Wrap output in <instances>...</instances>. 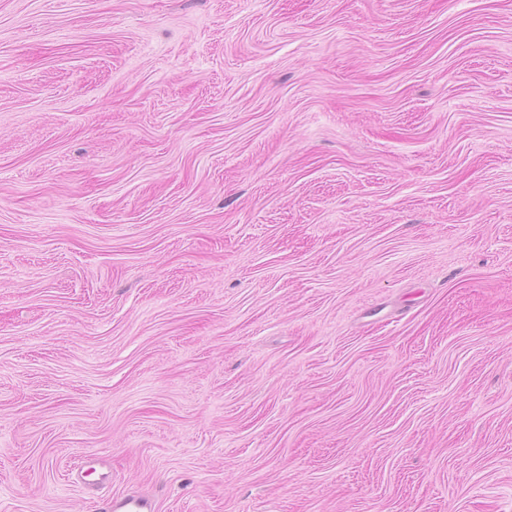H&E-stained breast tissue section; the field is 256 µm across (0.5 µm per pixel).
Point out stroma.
Wrapping results in <instances>:
<instances>
[{
	"label": "stroma",
	"instance_id": "35a3bbf8",
	"mask_svg": "<svg viewBox=\"0 0 512 512\" xmlns=\"http://www.w3.org/2000/svg\"><path fill=\"white\" fill-rule=\"evenodd\" d=\"M128 494L512 512V0H0V512Z\"/></svg>",
	"mask_w": 512,
	"mask_h": 512
}]
</instances>
